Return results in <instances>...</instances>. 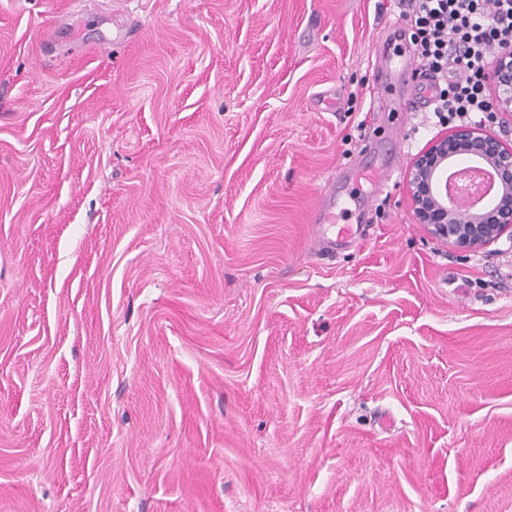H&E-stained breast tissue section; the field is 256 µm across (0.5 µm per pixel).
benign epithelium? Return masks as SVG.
<instances>
[{
	"instance_id": "obj_1",
	"label": "benign epithelium",
	"mask_w": 512,
	"mask_h": 512,
	"mask_svg": "<svg viewBox=\"0 0 512 512\" xmlns=\"http://www.w3.org/2000/svg\"><path fill=\"white\" fill-rule=\"evenodd\" d=\"M491 81L495 111L511 113V50L497 54ZM464 156L491 174L494 196L487 205L481 203L484 183L476 177L457 185L454 198L442 188V174ZM407 190L417 223L432 236L465 251L488 245L512 229V148L483 125H456L433 138L413 159L407 172Z\"/></svg>"
}]
</instances>
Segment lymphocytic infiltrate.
Listing matches in <instances>:
<instances>
[{
	"label": "lymphocytic infiltrate",
	"mask_w": 512,
	"mask_h": 512,
	"mask_svg": "<svg viewBox=\"0 0 512 512\" xmlns=\"http://www.w3.org/2000/svg\"><path fill=\"white\" fill-rule=\"evenodd\" d=\"M425 77L434 79L438 124L494 120L487 79L494 51L512 47V0H399Z\"/></svg>",
	"instance_id": "obj_1"
}]
</instances>
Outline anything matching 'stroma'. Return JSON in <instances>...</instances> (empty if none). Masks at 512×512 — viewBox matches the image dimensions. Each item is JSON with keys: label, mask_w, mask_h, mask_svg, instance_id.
<instances>
[{"label": "stroma", "mask_w": 512, "mask_h": 512, "mask_svg": "<svg viewBox=\"0 0 512 512\" xmlns=\"http://www.w3.org/2000/svg\"><path fill=\"white\" fill-rule=\"evenodd\" d=\"M399 14L0 0V512H512V236L347 173L441 131ZM314 221L316 224H325L327 226L330 233V237H327L325 240L327 244L336 243V239L345 241L352 237V229L349 225L336 224L335 184H329L322 194L314 214ZM332 236H334V239Z\"/></svg>", "instance_id": "obj_1"}]
</instances>
